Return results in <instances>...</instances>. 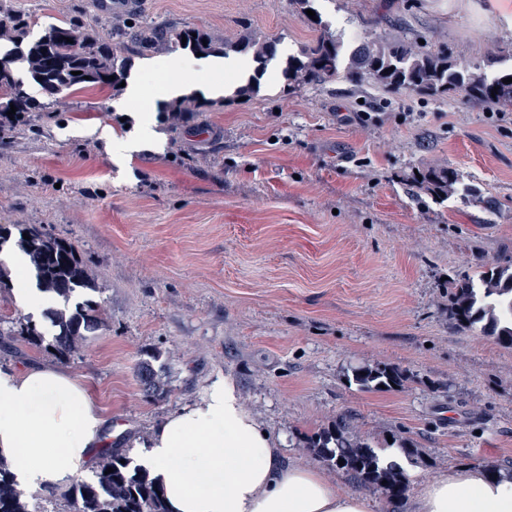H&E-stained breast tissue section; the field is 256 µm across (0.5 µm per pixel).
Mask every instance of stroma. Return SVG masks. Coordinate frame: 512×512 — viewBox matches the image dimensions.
Returning a JSON list of instances; mask_svg holds the SVG:
<instances>
[{
  "instance_id": "35a3bbf8",
  "label": "stroma",
  "mask_w": 512,
  "mask_h": 512,
  "mask_svg": "<svg viewBox=\"0 0 512 512\" xmlns=\"http://www.w3.org/2000/svg\"><path fill=\"white\" fill-rule=\"evenodd\" d=\"M39 25L91 23L94 0H15ZM344 42L423 43L472 67L512 68V30L488 0H315ZM113 22L247 31L278 42L247 98L208 99L178 126L122 154L137 107L111 88H77L0 133V225L38 224L71 242L95 275L106 321L57 361L16 335L43 314L0 287V367L62 364L125 430L134 458L163 419L231 378L243 406L288 458L344 417L376 450L406 439L421 481L461 467H512V348L448 318L452 280L512 266V108L464 94L356 86L339 78L288 87L290 55L318 35L292 0H144ZM369 113L368 121L357 118ZM435 163L480 198L437 199L414 186ZM151 360L167 393L135 378ZM386 365L408 379L363 389L352 368Z\"/></svg>"
}]
</instances>
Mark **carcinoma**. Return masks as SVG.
<instances>
[{"mask_svg":"<svg viewBox=\"0 0 512 512\" xmlns=\"http://www.w3.org/2000/svg\"><path fill=\"white\" fill-rule=\"evenodd\" d=\"M34 24L30 16L12 7L11 0H0V42L12 45L7 56H0V130L12 129L29 113L40 111L43 97L55 98L86 83L117 89L133 66L132 52L161 55L179 47L204 55L233 52L250 55L264 66L277 51V42L258 37L218 43L197 29L166 25L121 27L104 19L82 28L67 21L50 24L32 40ZM310 24L320 30V35L302 49L301 56L288 58L282 77L289 83H326L342 71L356 85L418 91L429 96L461 92L478 106H512V82L503 83L512 79V69L489 77L443 52H423L404 42L365 41L348 48L329 33L321 14H316ZM17 60L26 62L38 95L30 94L15 76L13 64ZM12 105L17 111L14 119L7 121L5 116ZM412 182L437 197L476 192L464 182L462 174L438 165L427 166ZM19 233L15 246L28 256L38 288L61 302V306L46 310L56 327L49 347L56 350L54 356L67 359L83 347L88 333L104 326L101 307L94 299L69 307L75 293L97 290L95 278L77 258L70 242L51 236L34 224L21 228ZM25 233L29 238L23 237ZM448 314L458 326L478 328L498 344L512 346V272L497 266L460 276L448 298ZM135 370L148 394H164L150 362H138ZM404 379L405 375L394 367L363 366L353 369L351 381L362 388L379 389L399 387ZM304 448L328 466L339 467L392 498H400L407 490L403 472L393 463L380 465L377 451L350 431L342 418L307 438ZM108 468L113 472L106 473ZM159 490L145 470L132 465L126 455L106 448L89 480L55 490L52 495L66 500L71 512H167L164 496L157 494ZM0 512H35L31 498L13 481L8 463L1 458Z\"/></svg>","mask_w":512,"mask_h":512,"instance_id":"obj_1","label":"carcinoma"}]
</instances>
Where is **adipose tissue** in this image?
<instances>
[{
  "mask_svg": "<svg viewBox=\"0 0 512 512\" xmlns=\"http://www.w3.org/2000/svg\"><path fill=\"white\" fill-rule=\"evenodd\" d=\"M224 93L225 76L247 78L245 62L228 57L175 59L152 82L135 78L128 99L140 112L138 139L151 137L156 101L182 94L188 76ZM109 419L86 387L57 366L20 373L0 369V456L15 481L42 487L69 480L90 449L105 446ZM138 465L162 487L169 512H371L367 497L341 490L320 468L289 460L242 405L231 379L164 419L143 441ZM392 512H512V473L451 470L421 483Z\"/></svg>",
  "mask_w": 512,
  "mask_h": 512,
  "instance_id": "obj_1",
  "label": "adipose tissue"
}]
</instances>
